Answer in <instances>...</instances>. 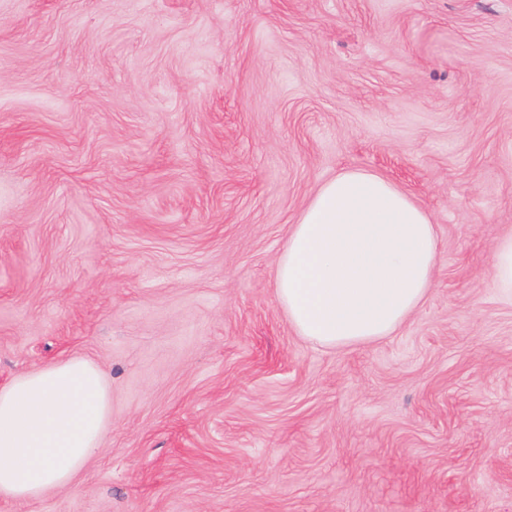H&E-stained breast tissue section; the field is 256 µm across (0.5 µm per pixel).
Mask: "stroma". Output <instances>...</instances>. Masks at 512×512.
<instances>
[{
  "mask_svg": "<svg viewBox=\"0 0 512 512\" xmlns=\"http://www.w3.org/2000/svg\"><path fill=\"white\" fill-rule=\"evenodd\" d=\"M437 226L424 303L328 349L275 296L327 179ZM512 0H0V386L74 356L112 423L0 512H512ZM492 286L512 299V234L501 237L493 248Z\"/></svg>",
  "mask_w": 512,
  "mask_h": 512,
  "instance_id": "stroma-1",
  "label": "stroma"
}]
</instances>
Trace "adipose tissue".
I'll use <instances>...</instances> for the list:
<instances>
[{
  "instance_id": "ef3b65f1",
  "label": "adipose tissue",
  "mask_w": 512,
  "mask_h": 512,
  "mask_svg": "<svg viewBox=\"0 0 512 512\" xmlns=\"http://www.w3.org/2000/svg\"><path fill=\"white\" fill-rule=\"evenodd\" d=\"M440 254L427 212L384 176L350 169L322 183L288 230L276 297L298 336L325 348L393 335L425 301ZM112 391L73 357L0 387V497L66 487L99 449Z\"/></svg>"
}]
</instances>
